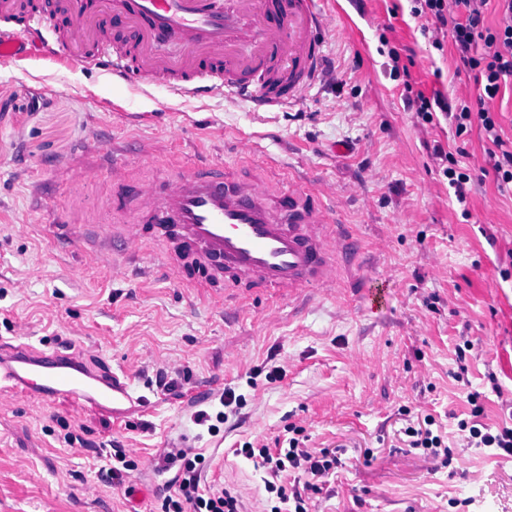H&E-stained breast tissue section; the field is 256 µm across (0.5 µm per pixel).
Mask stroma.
Here are the masks:
<instances>
[{"mask_svg":"<svg viewBox=\"0 0 512 512\" xmlns=\"http://www.w3.org/2000/svg\"><path fill=\"white\" fill-rule=\"evenodd\" d=\"M347 20L325 32V75L279 112L208 92L183 96L141 83H115L108 57L67 68L46 56L0 64V339L23 324L29 344L81 349L99 366L125 369L154 395L166 370L176 391L132 423L63 400L38 416L25 399L0 406V512H128L131 478L101 481L113 444L153 456L185 433L196 446L222 442L210 491L229 489L242 512H264L263 468L235 455L243 443L287 441L303 427L312 448H339L337 480L313 512H512V457L467 447L457 428L477 392L483 421H512L491 389L512 391V190L497 186L479 128L456 136L444 113L419 124L381 54H401L414 90L475 101L473 74L457 69L451 37L435 50L408 0H343ZM275 159L307 181L353 188L340 213L349 249L335 296L301 302L272 291L210 294L178 284L160 247L143 238L136 263L113 273L83 240L81 223L112 197L109 161L130 185L212 162ZM463 149L472 177L458 205L440 152ZM114 158H107V151ZM494 201V222L484 220ZM405 211L408 221L393 216ZM72 223L55 228L58 212ZM470 341L465 363L456 347ZM283 378L266 379L273 368ZM224 383L244 395L219 430L182 410L194 387ZM435 416L451 459L409 448L402 408ZM26 459L29 470L19 469Z\"/></svg>","mask_w":512,"mask_h":512,"instance_id":"obj_1","label":"stroma"}]
</instances>
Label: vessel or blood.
<instances>
[{
	"instance_id": "obj_1",
	"label": "vessel or blood",
	"mask_w": 512,
	"mask_h": 512,
	"mask_svg": "<svg viewBox=\"0 0 512 512\" xmlns=\"http://www.w3.org/2000/svg\"><path fill=\"white\" fill-rule=\"evenodd\" d=\"M69 26L41 55L88 68L112 58V78L138 77L174 95L197 89L270 110L295 105L321 74L323 33L336 17L322 0H57L54 8L31 0H0V16H22L29 32ZM26 45L0 30V62L26 58ZM113 211L124 225L95 224L94 236L111 243L123 236L135 254L142 236L164 246L166 267L182 285L223 280L234 291L256 283L291 299L304 289L331 294L336 261L349 244L329 188H309L266 171L237 177L221 168L180 174L156 186L127 189L112 165ZM27 398L35 411L59 398L114 422L155 407L125 370L89 364L81 351L50 353L24 336L0 340V404Z\"/></svg>"
}]
</instances>
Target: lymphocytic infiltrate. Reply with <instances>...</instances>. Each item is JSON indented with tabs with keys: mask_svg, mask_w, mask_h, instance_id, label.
<instances>
[{
	"mask_svg": "<svg viewBox=\"0 0 512 512\" xmlns=\"http://www.w3.org/2000/svg\"><path fill=\"white\" fill-rule=\"evenodd\" d=\"M410 2L413 17H425L450 27L460 65L473 72L480 85V100L497 99L504 87L512 85V0H500L501 18L493 26L485 20L488 0ZM408 103L426 124L433 122L435 111L447 113L457 135L479 127L486 141L497 150L493 170L499 187L512 185V149L504 147L496 111L472 108L464 100L451 104L441 97L430 98L420 92L409 98ZM478 399V394H469L470 413L458 423L459 430L466 434L468 447L512 456V426L494 429L483 423L484 408ZM302 433V428H294L284 448L265 444L256 447L249 443L240 450L246 459L260 461L268 474L265 491L272 502L269 512H311L314 495L322 492L326 479L335 475L341 464L337 449L306 447L301 440ZM404 434L409 447L423 455L437 457L448 451L445 435L432 415L418 417L416 424L405 428ZM179 469L181 474L174 482V491L161 497V512H239L238 499L230 491L210 493L202 489L200 460H180ZM298 472L305 477L300 486L289 481Z\"/></svg>",
	"mask_w": 512,
	"mask_h": 512,
	"instance_id": "f902f5d3",
	"label": "lymphocytic infiltrate"
}]
</instances>
